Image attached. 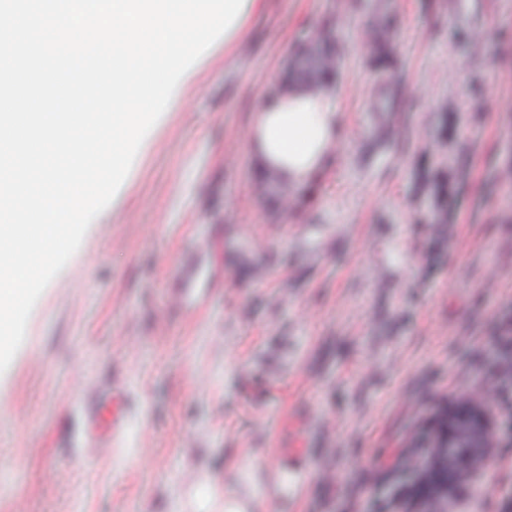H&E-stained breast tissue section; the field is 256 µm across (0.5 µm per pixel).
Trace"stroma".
<instances>
[{
    "mask_svg": "<svg viewBox=\"0 0 512 512\" xmlns=\"http://www.w3.org/2000/svg\"><path fill=\"white\" fill-rule=\"evenodd\" d=\"M317 37L347 138L285 191L257 180L245 134ZM153 140L0 375V512H190L206 484L267 497L273 458L341 473L294 512H371L420 481L427 400L492 383L474 365L512 311V0H261ZM207 242L227 288L191 321L174 275ZM497 434L508 450L472 479L483 512L512 485V421Z\"/></svg>",
    "mask_w": 512,
    "mask_h": 512,
    "instance_id": "stroma-1",
    "label": "stroma"
}]
</instances>
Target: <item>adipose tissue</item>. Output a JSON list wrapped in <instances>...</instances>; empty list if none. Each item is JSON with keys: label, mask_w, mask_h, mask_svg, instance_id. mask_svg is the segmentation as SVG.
<instances>
[{"label": "adipose tissue", "mask_w": 512, "mask_h": 512, "mask_svg": "<svg viewBox=\"0 0 512 512\" xmlns=\"http://www.w3.org/2000/svg\"><path fill=\"white\" fill-rule=\"evenodd\" d=\"M344 136L331 89L297 85L262 102L246 144L263 173L300 188L322 169Z\"/></svg>", "instance_id": "obj_1"}]
</instances>
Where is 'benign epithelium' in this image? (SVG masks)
<instances>
[{
	"label": "benign epithelium",
	"mask_w": 512,
	"mask_h": 512,
	"mask_svg": "<svg viewBox=\"0 0 512 512\" xmlns=\"http://www.w3.org/2000/svg\"><path fill=\"white\" fill-rule=\"evenodd\" d=\"M448 437L437 441V452L430 460L434 469V483L430 494L438 499L448 495V479L468 478L472 466L483 462L487 448L491 447L493 429L491 423L478 406L467 403L448 409ZM463 441L467 448L466 461L457 460L452 443Z\"/></svg>",
	"instance_id": "benign-epithelium-1"
}]
</instances>
